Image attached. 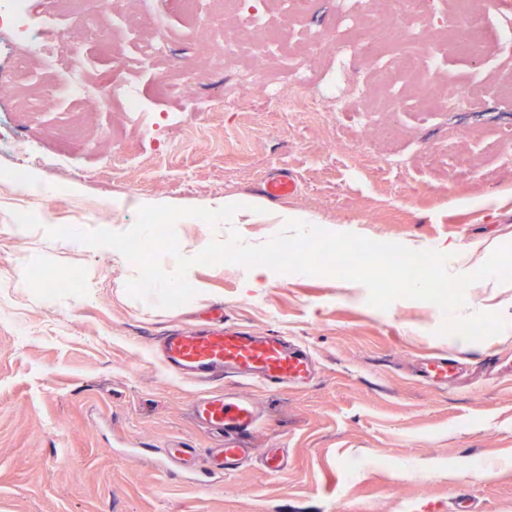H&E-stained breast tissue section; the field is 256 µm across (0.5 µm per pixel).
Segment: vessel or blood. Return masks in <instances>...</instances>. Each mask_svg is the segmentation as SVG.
I'll return each instance as SVG.
<instances>
[{
	"label": "vessel or blood",
	"instance_id": "obj_1",
	"mask_svg": "<svg viewBox=\"0 0 512 512\" xmlns=\"http://www.w3.org/2000/svg\"><path fill=\"white\" fill-rule=\"evenodd\" d=\"M297 189L291 175L279 174L264 181L262 190L270 198L293 194ZM165 367L179 377L206 378L229 370L266 389L306 384L314 359L309 350L285 342L278 336H255L242 325L224 320L203 329H181L167 337L162 353ZM456 360L440 354L421 364L420 378L447 384L459 372ZM195 417L220 436V448L209 451L205 474H222L236 469L247 456L239 442L257 429L262 414L249 398L230 389L207 392L195 403Z\"/></svg>",
	"mask_w": 512,
	"mask_h": 512
}]
</instances>
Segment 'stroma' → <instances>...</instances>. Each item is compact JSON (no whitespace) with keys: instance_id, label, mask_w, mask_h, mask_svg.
<instances>
[{"instance_id":"35a3bbf8","label":"stroma","mask_w":512,"mask_h":512,"mask_svg":"<svg viewBox=\"0 0 512 512\" xmlns=\"http://www.w3.org/2000/svg\"><path fill=\"white\" fill-rule=\"evenodd\" d=\"M262 2L268 36L325 74L329 62L312 37H335L339 27L324 0L297 16ZM466 9L479 35L512 26V0H431L423 20L453 29ZM152 12L167 19L169 51L145 70L124 33L135 19L141 37H151ZM109 32V43L88 46L98 71L111 74L113 55L124 51L146 112L135 120L116 107L88 109L62 93L60 69L45 70L55 102L32 104L16 132L42 154L68 155L71 166L35 171L46 188L37 204L0 177V512H455L462 493L475 512H512V282L467 288L466 312L497 313L506 328L463 341L441 334L447 316L435 304L399 298L380 310L362 284L300 273L273 272L266 287L250 289L242 265L193 266L190 301L147 308L126 289L135 264L116 267L110 248L74 249L45 234L125 231L140 206L252 198L264 180L287 172L297 191L272 209L304 213L332 233L445 249L451 274L473 272L486 260L481 242L512 243V102L494 94L501 53L488 46L483 66L442 54L432 81L472 89L471 107L447 112L411 87L384 115L393 136L370 138L366 111L388 95L378 74H369L353 109L311 112L299 102L284 112L246 88L225 107L228 64L196 90L212 111L190 112L186 95L160 79L198 62L188 13L167 0H122ZM139 121L154 124L153 134L136 138ZM128 151L140 154V167L105 178V159ZM461 154L471 166L456 165ZM28 210L41 226L15 237L10 217ZM175 230L185 248L233 231L254 245L276 233L272 224L196 218ZM34 264L52 275V290L30 281ZM216 306L258 335L304 345L316 373L303 387L240 384L264 421L240 469L205 487L153 460L167 448L218 443L190 415L198 386L171 376L155 351L170 328ZM435 354L464 358L466 375L440 387L420 379L417 366ZM274 454L285 467L272 474L263 459Z\"/></svg>"}]
</instances>
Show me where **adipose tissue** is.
Here are the masks:
<instances>
[{
    "label": "adipose tissue",
    "instance_id": "1",
    "mask_svg": "<svg viewBox=\"0 0 512 512\" xmlns=\"http://www.w3.org/2000/svg\"><path fill=\"white\" fill-rule=\"evenodd\" d=\"M208 214L214 218H223L228 224H276L285 226L296 232L305 234L312 227L309 216L288 211L270 210L267 204L254 198L245 202L228 197L215 201L207 209Z\"/></svg>",
    "mask_w": 512,
    "mask_h": 512
}]
</instances>
